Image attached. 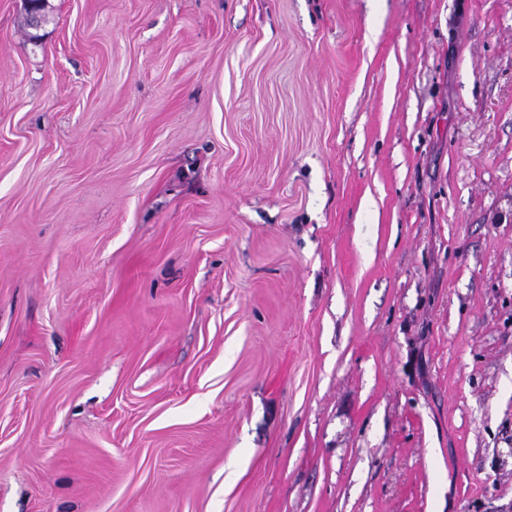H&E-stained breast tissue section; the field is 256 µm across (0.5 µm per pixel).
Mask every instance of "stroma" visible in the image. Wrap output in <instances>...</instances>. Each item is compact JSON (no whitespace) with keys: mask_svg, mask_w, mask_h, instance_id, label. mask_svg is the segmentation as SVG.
<instances>
[{"mask_svg":"<svg viewBox=\"0 0 512 512\" xmlns=\"http://www.w3.org/2000/svg\"><path fill=\"white\" fill-rule=\"evenodd\" d=\"M0 0V512H512V0Z\"/></svg>","mask_w":512,"mask_h":512,"instance_id":"1","label":"stroma"}]
</instances>
